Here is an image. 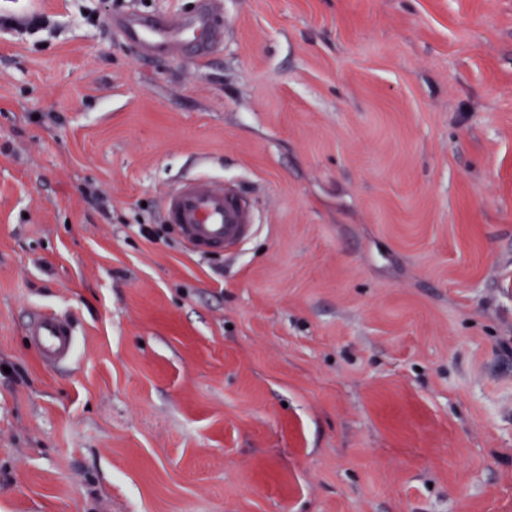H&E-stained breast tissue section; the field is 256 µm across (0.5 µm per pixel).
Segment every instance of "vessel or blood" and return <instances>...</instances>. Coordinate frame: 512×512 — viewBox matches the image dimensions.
I'll return each instance as SVG.
<instances>
[{"mask_svg":"<svg viewBox=\"0 0 512 512\" xmlns=\"http://www.w3.org/2000/svg\"><path fill=\"white\" fill-rule=\"evenodd\" d=\"M213 4L214 0H197L193 10L184 13L175 25L151 13H131L119 18L118 24L145 55H174L190 45L197 58L204 59L224 36ZM161 209L165 222L175 225L181 236L203 254L236 248L252 232L247 202L233 189L216 185L205 177L177 181L165 194ZM27 335L46 365L71 360L77 330L68 317L44 311L35 313L27 326Z\"/></svg>","mask_w":512,"mask_h":512,"instance_id":"1","label":"vessel or blood"}]
</instances>
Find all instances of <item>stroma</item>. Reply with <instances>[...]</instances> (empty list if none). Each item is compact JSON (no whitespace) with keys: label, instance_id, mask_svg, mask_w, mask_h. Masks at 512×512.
<instances>
[{"label":"stroma","instance_id":"stroma-1","mask_svg":"<svg viewBox=\"0 0 512 512\" xmlns=\"http://www.w3.org/2000/svg\"><path fill=\"white\" fill-rule=\"evenodd\" d=\"M193 6L0 0V512H512V0H220L203 62L113 22ZM197 175L239 249L163 226ZM162 214L198 252L230 250L252 232L251 209L233 189L205 177L177 181L165 194ZM27 335L49 366L70 361L77 342V330L66 316L52 312L35 313L27 325Z\"/></svg>","mask_w":512,"mask_h":512}]
</instances>
